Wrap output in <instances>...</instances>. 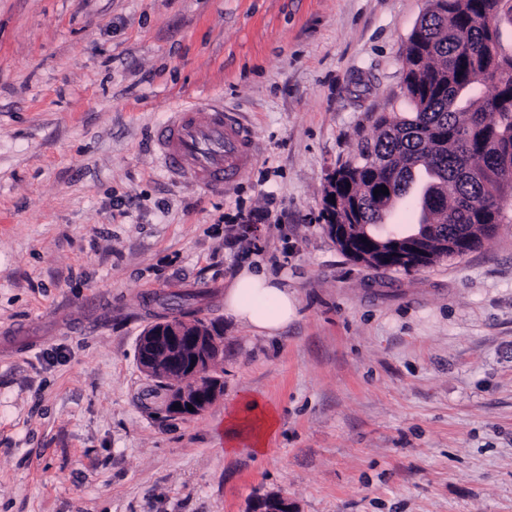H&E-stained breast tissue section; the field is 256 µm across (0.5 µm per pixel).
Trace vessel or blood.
Masks as SVG:
<instances>
[{"label":"vessel or blood","mask_w":512,"mask_h":512,"mask_svg":"<svg viewBox=\"0 0 512 512\" xmlns=\"http://www.w3.org/2000/svg\"><path fill=\"white\" fill-rule=\"evenodd\" d=\"M165 171L204 191L223 194L255 156V143L235 113L206 103L178 105L154 133Z\"/></svg>","instance_id":"obj_1"}]
</instances>
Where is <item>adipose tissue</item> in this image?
<instances>
[{
  "label": "adipose tissue",
  "mask_w": 512,
  "mask_h": 512,
  "mask_svg": "<svg viewBox=\"0 0 512 512\" xmlns=\"http://www.w3.org/2000/svg\"><path fill=\"white\" fill-rule=\"evenodd\" d=\"M299 301L281 279L265 269L243 265L224 290V313L262 336L283 332L298 311ZM274 413L263 400L251 396L239 400L227 411L224 438L228 449L248 443L264 452L267 439L276 429Z\"/></svg>",
  "instance_id": "adipose-tissue-1"
}]
</instances>
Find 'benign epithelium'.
<instances>
[{
  "mask_svg": "<svg viewBox=\"0 0 512 512\" xmlns=\"http://www.w3.org/2000/svg\"><path fill=\"white\" fill-rule=\"evenodd\" d=\"M325 228L351 256L361 258L362 251L348 239L345 225L327 224ZM391 259L396 266L412 271L425 267L429 256L419 241L412 239L405 242ZM187 344L195 349V357L190 365L191 373L197 378H209L211 387L200 393L171 387L167 403L160 412L168 420L198 415L224 392L223 372H215L212 368L213 358L221 355L220 337L209 324L199 318L173 315L156 318L138 342V347L144 352L140 362L141 371L147 377L163 383L175 372L176 363L181 360L183 348ZM176 403L180 407H174ZM189 404L193 406L191 411L187 408ZM257 512H289L288 501L280 496L269 497L261 502Z\"/></svg>",
  "mask_w": 512,
  "mask_h": 512,
  "instance_id": "obj_1",
  "label": "benign epithelium"
}]
</instances>
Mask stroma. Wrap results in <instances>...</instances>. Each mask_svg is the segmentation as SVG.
<instances>
[{
  "mask_svg": "<svg viewBox=\"0 0 512 512\" xmlns=\"http://www.w3.org/2000/svg\"><path fill=\"white\" fill-rule=\"evenodd\" d=\"M427 0H0V512H512V223L412 271L345 256L326 177L410 109ZM239 113L256 157L221 196L170 179L180 103ZM283 278L273 338L224 313L243 263ZM197 296L224 392L161 419L137 360L159 298ZM264 399V454L224 446ZM275 414L257 396L240 399L227 410L224 438L227 449L233 450L247 442L256 452L265 450L267 439L276 429Z\"/></svg>",
  "mask_w": 512,
  "mask_h": 512,
  "instance_id": "obj_1",
  "label": "stroma"
}]
</instances>
